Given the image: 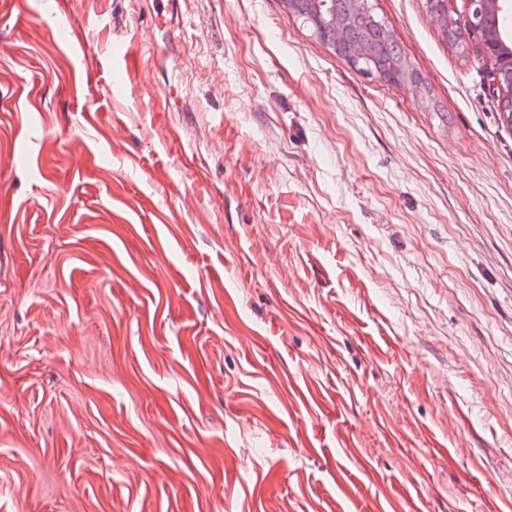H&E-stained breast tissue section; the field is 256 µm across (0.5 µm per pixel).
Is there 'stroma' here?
Wrapping results in <instances>:
<instances>
[{
    "label": "stroma",
    "mask_w": 512,
    "mask_h": 512,
    "mask_svg": "<svg viewBox=\"0 0 512 512\" xmlns=\"http://www.w3.org/2000/svg\"><path fill=\"white\" fill-rule=\"evenodd\" d=\"M372 4L425 95L280 0H0V512H512L495 60Z\"/></svg>",
    "instance_id": "1"
}]
</instances>
